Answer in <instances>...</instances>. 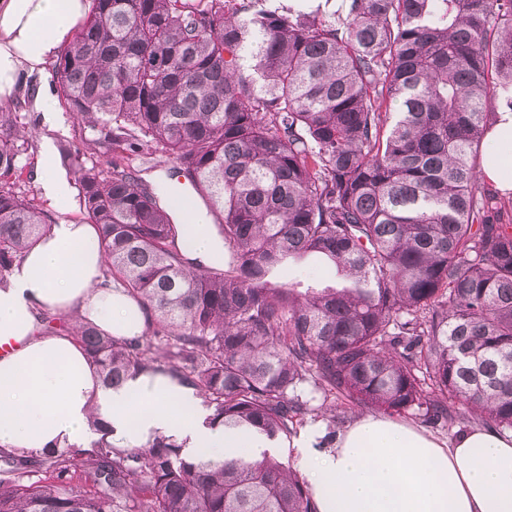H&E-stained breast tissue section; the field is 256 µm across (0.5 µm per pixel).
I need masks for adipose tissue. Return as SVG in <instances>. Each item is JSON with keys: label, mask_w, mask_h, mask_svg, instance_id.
<instances>
[{"label": "adipose tissue", "mask_w": 512, "mask_h": 512, "mask_svg": "<svg viewBox=\"0 0 512 512\" xmlns=\"http://www.w3.org/2000/svg\"><path fill=\"white\" fill-rule=\"evenodd\" d=\"M91 0H0V102L69 40ZM39 185L61 217L0 288V449L90 447L93 414L110 440L132 447L157 434L185 440L194 453L260 454L262 444L203 425L191 387L165 375L140 374L117 390L99 387L83 349L69 336L41 334L38 315H81L106 334L144 329L137 304L105 285L96 225L67 218L72 203L57 157L44 150ZM482 175L512 196V111L498 113L486 134ZM322 426L300 430L293 443L317 512H512V434L482 427L443 442L383 415H365L321 445Z\"/></svg>", "instance_id": "ef3b65f1"}]
</instances>
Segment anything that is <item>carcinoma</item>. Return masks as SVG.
Wrapping results in <instances>:
<instances>
[{
	"instance_id": "carcinoma-1",
	"label": "carcinoma",
	"mask_w": 512,
	"mask_h": 512,
	"mask_svg": "<svg viewBox=\"0 0 512 512\" xmlns=\"http://www.w3.org/2000/svg\"><path fill=\"white\" fill-rule=\"evenodd\" d=\"M92 2L54 67L82 141L60 158L145 329L74 311L41 333L72 337L106 388L192 387L226 431L319 418L329 444L356 408L512 430V200L478 163L512 110V0ZM35 136L0 107V285L56 223L26 189ZM157 154L221 217L222 260L190 257L140 176ZM309 257L318 281L279 280ZM0 462V512H316L280 458L191 457L166 435Z\"/></svg>"
}]
</instances>
